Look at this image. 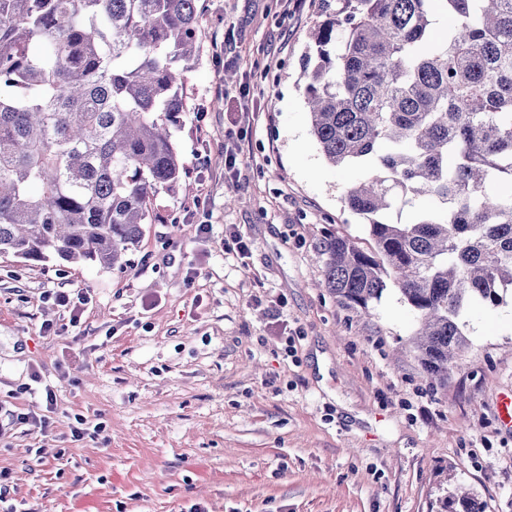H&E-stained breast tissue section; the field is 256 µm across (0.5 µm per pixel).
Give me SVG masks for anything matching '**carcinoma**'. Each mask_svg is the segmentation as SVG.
<instances>
[{
	"instance_id": "1",
	"label": "carcinoma",
	"mask_w": 512,
	"mask_h": 512,
	"mask_svg": "<svg viewBox=\"0 0 512 512\" xmlns=\"http://www.w3.org/2000/svg\"><path fill=\"white\" fill-rule=\"evenodd\" d=\"M342 0L304 59L312 134L367 179L344 201L372 252L331 236L323 287L369 312L397 287L434 382L464 317L512 294V0ZM196 0H0V254L123 268L149 202L184 173L173 138ZM428 198L430 208L415 200ZM407 207L411 219L383 215ZM435 512H481L447 493Z\"/></svg>"
}]
</instances>
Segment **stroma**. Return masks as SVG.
<instances>
[{"label": "stroma", "mask_w": 512, "mask_h": 512, "mask_svg": "<svg viewBox=\"0 0 512 512\" xmlns=\"http://www.w3.org/2000/svg\"><path fill=\"white\" fill-rule=\"evenodd\" d=\"M338 6L197 0L185 172L127 266L0 256V512H430L457 487L512 512L496 409L512 396V300L467 315V364L439 384L394 285L366 312L320 286L326 237L375 247L342 201L364 173L328 163L303 95L311 33ZM51 289L90 301L74 313Z\"/></svg>", "instance_id": "obj_1"}]
</instances>
